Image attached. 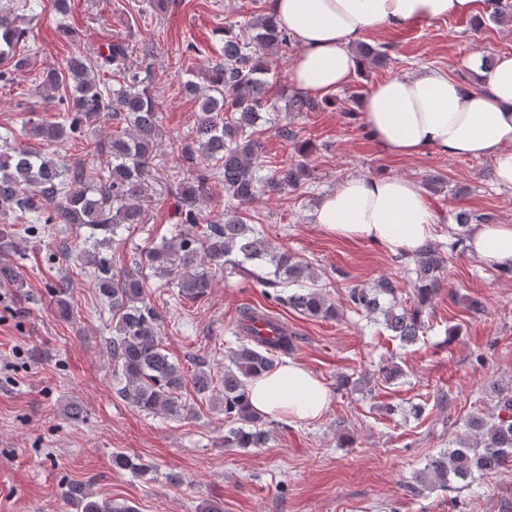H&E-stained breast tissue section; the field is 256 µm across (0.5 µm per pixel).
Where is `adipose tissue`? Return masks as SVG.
Here are the masks:
<instances>
[{"instance_id": "adipose-tissue-1", "label": "adipose tissue", "mask_w": 512, "mask_h": 512, "mask_svg": "<svg viewBox=\"0 0 512 512\" xmlns=\"http://www.w3.org/2000/svg\"><path fill=\"white\" fill-rule=\"evenodd\" d=\"M278 23L298 50L289 65L294 89L330 98L363 66L353 45L379 27L460 16L481 18L484 0H270ZM483 86L473 89L447 73L426 69L375 84L361 99L364 127L394 157L425 152L490 160L501 186L512 187V55L486 66L483 53L468 56ZM313 220L336 236L373 243L389 253L410 252L428 239L438 216L411 179L352 176L326 195ZM469 252L512 266V224H476ZM252 407L260 414L312 420L329 398L324 384L293 361L251 380Z\"/></svg>"}]
</instances>
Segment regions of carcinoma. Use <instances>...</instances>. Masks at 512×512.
<instances>
[{"instance_id":"carcinoma-1","label":"carcinoma","mask_w":512,"mask_h":512,"mask_svg":"<svg viewBox=\"0 0 512 512\" xmlns=\"http://www.w3.org/2000/svg\"><path fill=\"white\" fill-rule=\"evenodd\" d=\"M27 34L13 5L0 3L1 84L12 82L29 65V55L23 53ZM294 46L288 30L270 12L254 13L238 26L224 27L222 60L207 70L194 127L182 146L184 158L198 160L204 167L182 178L177 192L179 223L198 224L202 204L211 199V181L217 179L224 183L227 196L224 215L207 221L202 238L180 233L146 254L145 264L176 282L179 295L187 300L204 297L213 286L214 273L224 269L227 257L235 255L240 258L237 269L241 274L263 286L284 289L286 296L277 301L310 317L336 315L325 295L308 285L313 280L310 264L264 241L243 213L257 197L295 188L307 174L300 163L261 174L255 139L266 103L268 58L279 53L286 56ZM355 51L361 59L379 65L389 60L384 46L358 43ZM127 61L126 44L113 41L93 59L73 55L64 66L42 71L38 89L65 116L61 122L31 121L27 135L52 146L109 118L121 130L112 135L106 152L120 162L105 164L98 175L89 178L79 167L58 163L50 152L16 148L1 137L0 253L16 248V225L6 222L7 211L14 208L32 215V224H75L104 233L113 224L144 223L140 200L148 191L144 171L158 136L157 105L141 86L140 72ZM104 70L112 71L114 84L100 83L98 75ZM317 106L307 95H286L289 112H311ZM114 200L123 202V208L113 216ZM471 220L466 212L458 214L457 229L449 232L450 250L464 246L462 228ZM99 245L97 241L90 248L76 247L74 258L81 266L94 269L95 288L116 319L109 348L113 374L119 376L118 396L147 414L180 416L188 411L180 392L189 380L198 396L209 397L223 408L224 421L230 424L224 446L255 448L264 443L268 432L261 428L263 415L249 407L247 386L251 379L274 370L278 357L294 348L293 337L284 330L269 336L253 333L248 325L254 312L244 311L237 345L224 366L222 390L216 395L214 378L205 363H197L188 377L159 341L158 316L150 305L142 273L145 264L136 259L133 267L116 277L100 257ZM396 262L414 274L410 279L412 303L401 302L398 281L382 275L370 288L349 289L347 305L367 316L381 312L386 329L412 343L424 332V308L440 289L445 257L441 245L428 240L413 254L396 256ZM52 294L58 316H69L67 283L52 286ZM511 459L512 395L500 393L495 412L472 417L466 435L455 441V447L432 458L416 480L446 486L450 477L459 481L477 474L489 477ZM64 496L80 512H133L128 506L117 507L98 498L78 482L68 483Z\"/></svg>"}]
</instances>
